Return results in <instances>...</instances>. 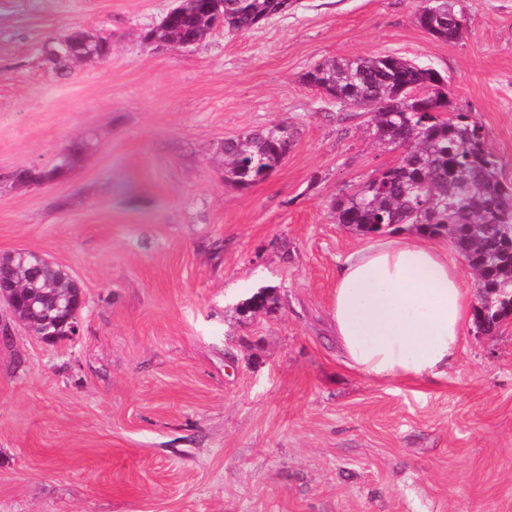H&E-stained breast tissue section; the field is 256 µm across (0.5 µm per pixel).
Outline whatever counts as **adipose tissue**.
I'll use <instances>...</instances> for the list:
<instances>
[{
	"label": "adipose tissue",
	"mask_w": 512,
	"mask_h": 512,
	"mask_svg": "<svg viewBox=\"0 0 512 512\" xmlns=\"http://www.w3.org/2000/svg\"><path fill=\"white\" fill-rule=\"evenodd\" d=\"M466 294L423 237L364 245L340 266L331 317L347 364L376 380L439 378L459 348Z\"/></svg>",
	"instance_id": "adipose-tissue-1"
}]
</instances>
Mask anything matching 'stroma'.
Returning a JSON list of instances; mask_svg holds the SVG:
<instances>
[{
	"label": "stroma",
	"instance_id": "35a3bbf8",
	"mask_svg": "<svg viewBox=\"0 0 512 512\" xmlns=\"http://www.w3.org/2000/svg\"><path fill=\"white\" fill-rule=\"evenodd\" d=\"M170 4L0 0V255L42 254L86 297L53 344L0 302V512H512V316L465 322L431 382L346 365L330 310L365 240L331 204L399 154L299 80L339 57L432 65L512 183V0H454L457 43L418 0H297L192 49L144 43ZM78 28L112 58L57 76L39 48ZM280 122L282 164L225 183L224 141ZM266 285L277 311L242 320ZM415 12L416 23L439 41L456 43L466 30L464 15L452 0H422Z\"/></svg>",
	"mask_w": 512,
	"mask_h": 512
}]
</instances>
